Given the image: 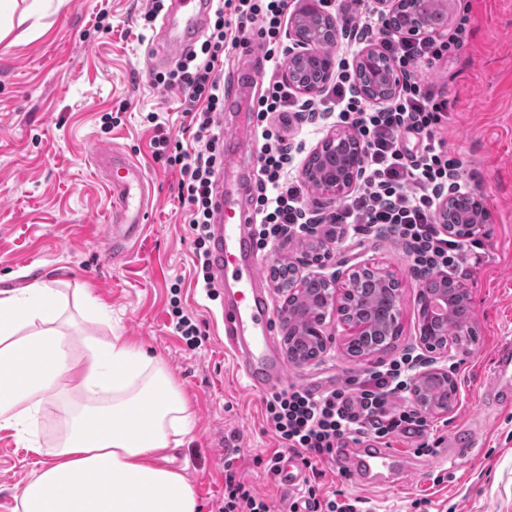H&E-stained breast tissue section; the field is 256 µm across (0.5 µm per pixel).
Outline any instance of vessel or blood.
I'll return each mask as SVG.
<instances>
[{"mask_svg": "<svg viewBox=\"0 0 512 512\" xmlns=\"http://www.w3.org/2000/svg\"><path fill=\"white\" fill-rule=\"evenodd\" d=\"M215 0H169L166 11L157 21L156 47L151 57L152 68L162 67L172 53L186 49L203 33ZM93 157L105 172L110 194L115 198L112 222L108 226L109 254L125 251L139 239L144 230L145 210L149 204L148 180L140 165L106 145H96ZM217 222L211 227L212 274L216 286L224 287L222 315L224 348L230 353L235 368L246 386L267 393L285 383L289 370L274 338V323L269 312L268 291L263 288L253 258L258 254L253 234L254 216L240 199L224 191L214 198ZM233 270L232 286H225V270ZM486 400L503 407L512 406V343L497 350L495 376L484 391ZM476 428L464 425L454 430L443 442V459L466 457L479 444ZM407 452L368 440L355 447L336 451V466L350 480L371 489L390 486L394 474ZM304 464L296 455L285 456L276 477L287 489L300 484Z\"/></svg>", "mask_w": 512, "mask_h": 512, "instance_id": "obj_1", "label": "vessel or blood"}]
</instances>
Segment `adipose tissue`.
Listing matches in <instances>:
<instances>
[{"label": "adipose tissue", "instance_id": "1", "mask_svg": "<svg viewBox=\"0 0 512 512\" xmlns=\"http://www.w3.org/2000/svg\"><path fill=\"white\" fill-rule=\"evenodd\" d=\"M67 309L46 281L0 290V430L33 449L41 414H59L63 426L16 496L22 512H200L192 485L165 463L194 429L180 385L122 337L66 333ZM68 389L79 398L72 407L59 402Z\"/></svg>", "mask_w": 512, "mask_h": 512}]
</instances>
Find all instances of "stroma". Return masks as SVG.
Wrapping results in <instances>:
<instances>
[{
	"label": "stroma",
	"mask_w": 512,
	"mask_h": 512,
	"mask_svg": "<svg viewBox=\"0 0 512 512\" xmlns=\"http://www.w3.org/2000/svg\"><path fill=\"white\" fill-rule=\"evenodd\" d=\"M469 3L472 39L457 58L441 61L424 77L449 100L442 136L461 152L470 188L492 216L479 233L490 260L466 280L475 343L465 354H429L433 366L447 368L456 400L449 411L429 413L428 422L441 438L463 424L478 427L481 446L446 467L435 457H420L386 490L355 486L324 464L326 491L369 499L376 512H408L411 502L422 498L428 501L424 512H512V410L482 403L497 349L512 342V0ZM149 7L150 0H87L78 13L66 0L38 32L21 24L0 41V290L46 280L69 297L91 296L111 314L108 323L97 325V334L121 336L162 358L193 414V438L171 459L193 486L200 512H216L224 497L225 438L231 434L239 473L276 512H289L299 492L285 490L262 465L286 449L266 422L265 395L246 388L224 349L219 301L195 288L193 236L184 222L179 177L155 160L150 147L154 130L148 113H157L174 136L181 133L182 116L178 92L151 83L148 55L155 31L141 27ZM103 9L108 15L102 19ZM108 113L119 114V122L104 126ZM247 125L246 110L225 99L224 164L234 174L257 167L256 131L231 137ZM97 143L137 160L155 192L144 236L115 258L104 254L111 203L91 157ZM330 250L324 275L342 278L373 265L399 281V337L385 352L353 357L346 352L348 329L332 324L333 348L318 362L289 364L294 381L332 374L348 381L406 352H423L419 281L399 241L370 235ZM175 286L205 335L193 349L170 323ZM60 433L56 418H39L36 453L13 431L0 430V512H16L17 490ZM442 469L448 479L435 483Z\"/></svg>",
	"instance_id": "1"
}]
</instances>
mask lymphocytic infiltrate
<instances>
[{"label": "lymphocytic infiltrate", "mask_w": 512, "mask_h": 512, "mask_svg": "<svg viewBox=\"0 0 512 512\" xmlns=\"http://www.w3.org/2000/svg\"><path fill=\"white\" fill-rule=\"evenodd\" d=\"M287 5L288 0H218L199 46L183 53L174 66L151 74L154 87L180 94L184 117L180 137H171L157 115H149L148 120L155 129L154 158L180 174L179 196L187 206L185 216L194 236L197 287L214 297L207 241L213 187L224 162V131L218 121L224 111V60L241 54L253 35L260 38L269 64L254 109L262 145L250 188L260 248L285 232L331 224L347 235L395 236L418 269L452 278L468 275L484 262V244L445 233L438 212L445 197L468 190L470 175L459 151L441 135L448 122V100L422 76L468 43L472 35L468 4H461L448 32L405 41L389 31L374 0H326L328 9H340L350 20L342 32L345 39H377L380 51L391 61L398 89L381 104L370 103L361 94L354 63L343 54L337 57L333 80L317 100L297 97L279 76L288 53L283 23ZM318 115L352 127L364 150L359 187L322 215L306 206L303 186L291 175L295 148L282 134L290 120ZM419 363V356L408 354L319 395L291 385L267 397L268 425L311 471L302 495L306 512H371L366 499L323 493L322 465L334 460L346 439L365 437L384 443L395 434H411L419 438L416 454H433L436 441L427 432L422 409L394 401L408 390ZM234 463L232 453H225L224 501L217 512H273L272 503L253 491Z\"/></svg>", "instance_id": "f902f5d3"}]
</instances>
